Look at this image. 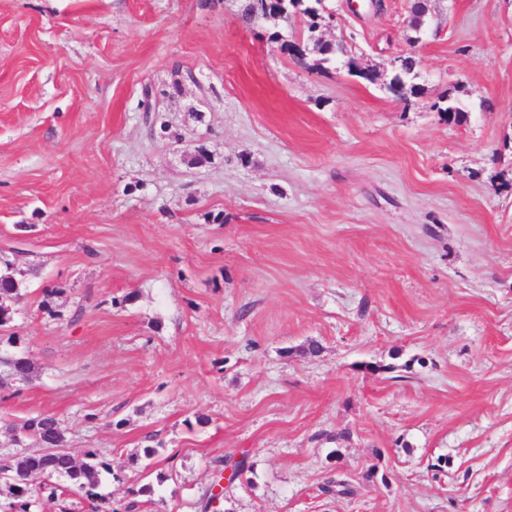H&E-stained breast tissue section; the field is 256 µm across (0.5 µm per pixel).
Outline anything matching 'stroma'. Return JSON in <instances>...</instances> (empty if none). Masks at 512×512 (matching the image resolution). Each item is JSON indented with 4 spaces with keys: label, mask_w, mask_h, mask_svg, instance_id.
<instances>
[{
    "label": "stroma",
    "mask_w": 512,
    "mask_h": 512,
    "mask_svg": "<svg viewBox=\"0 0 512 512\" xmlns=\"http://www.w3.org/2000/svg\"><path fill=\"white\" fill-rule=\"evenodd\" d=\"M410 5L289 14L298 59L238 0H0V418L99 449L100 512H200L226 455L221 512H512V0ZM12 255L13 259L4 260L0 264V327L8 325L13 319L15 309L12 304L19 300L20 289L23 286V282L17 278V274H21L17 266L20 261H26V257L31 254L16 250Z\"/></svg>",
    "instance_id": "stroma-1"
}]
</instances>
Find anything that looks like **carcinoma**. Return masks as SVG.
Masks as SVG:
<instances>
[{
	"mask_svg": "<svg viewBox=\"0 0 512 512\" xmlns=\"http://www.w3.org/2000/svg\"><path fill=\"white\" fill-rule=\"evenodd\" d=\"M265 12V0H239V15L249 24H256L257 17ZM28 252L17 250L13 259L0 264V326L8 325L15 309L12 304L20 298L23 282L17 278L18 263ZM0 364L12 371L21 381L30 377L33 367L30 360L22 355L0 358ZM22 426L32 430V442L37 448H65L67 440L57 418L50 414L25 420ZM41 473L43 478L39 490L49 491L56 497L66 491L63 482H70L84 492L85 497L94 501L98 498L103 474L111 473L110 464L103 459L96 448L83 450L82 458L74 456L56 457L52 460L38 452H19L0 463V512H31L34 504L30 485L33 474ZM323 491L337 496H349L355 489L344 479H329Z\"/></svg>",
	"mask_w": 512,
	"mask_h": 512,
	"instance_id": "1",
	"label": "carcinoma"
}]
</instances>
